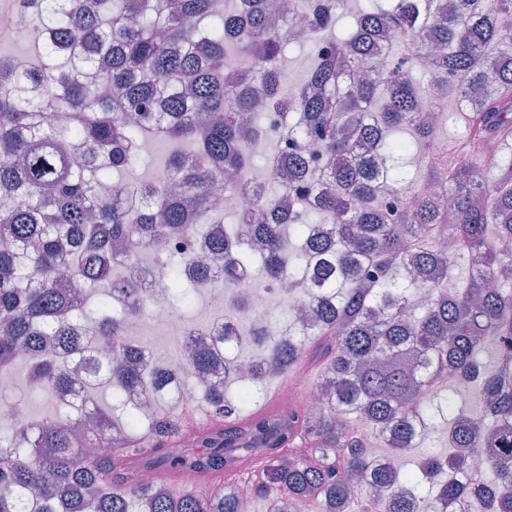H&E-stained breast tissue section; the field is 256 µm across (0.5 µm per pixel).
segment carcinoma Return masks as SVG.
Masks as SVG:
<instances>
[{
	"label": "carcinoma",
	"mask_w": 512,
	"mask_h": 512,
	"mask_svg": "<svg viewBox=\"0 0 512 512\" xmlns=\"http://www.w3.org/2000/svg\"><path fill=\"white\" fill-rule=\"evenodd\" d=\"M34 2L33 56L0 58V374L24 361L53 410L0 432V512H241L221 481L173 496L163 469L219 475L246 460L269 512L312 497L346 512L353 475L368 489L359 512H470L475 494L481 512H512V159L497 155L490 185L468 151L473 140L512 142V0H459L451 15L442 0H365L345 36L335 33L342 0L308 10L282 0L277 13L268 0ZM291 17L315 53L290 94L280 61ZM397 48L393 68L358 76ZM414 65L432 83L455 79L436 118L421 112L428 89ZM265 108L288 124L256 193L245 176L266 139ZM49 112L65 122L48 123ZM462 115L440 182L427 155ZM403 129L412 138L395 136ZM153 139L168 149L161 173L126 180ZM280 165L294 178L288 210L271 209L269 187L285 191ZM102 183L115 187L109 202ZM254 193L251 209L236 208ZM188 234L200 256L173 254L158 269L184 310L205 285L234 290L242 307L237 272L255 264L274 295L285 281L308 289L299 303L311 315L290 304L288 334L251 330L264 353L246 373L224 355L241 340L232 320L180 371L127 335L148 301L135 280L145 250ZM114 244L128 247L131 272L112 263ZM464 257L465 281H433ZM63 269L76 289L58 286ZM300 360L324 367L319 409H290L286 424L254 414L265 385ZM221 366L239 383L232 397L205 378ZM177 377L195 381L217 421L178 459L166 446L185 424L154 399ZM102 383L110 405L96 399ZM230 416L247 425L224 430ZM437 418L448 454L409 470L380 462L354 430L373 425L396 459ZM469 453L486 460L478 488L461 479Z\"/></svg>",
	"instance_id": "cac0c4a2"
}]
</instances>
